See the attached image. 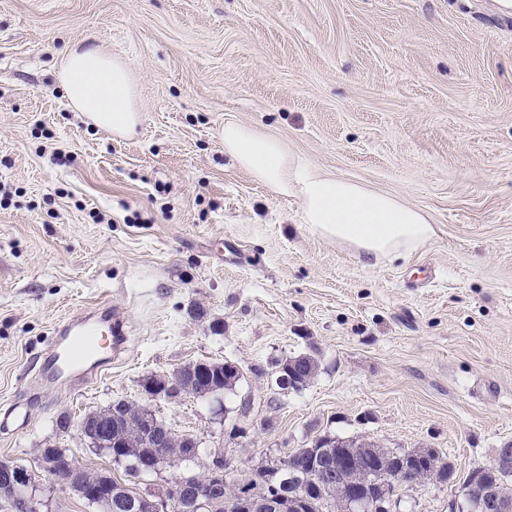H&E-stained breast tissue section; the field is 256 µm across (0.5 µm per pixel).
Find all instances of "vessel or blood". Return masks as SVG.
<instances>
[{
    "label": "vessel or blood",
    "instance_id": "1",
    "mask_svg": "<svg viewBox=\"0 0 512 512\" xmlns=\"http://www.w3.org/2000/svg\"><path fill=\"white\" fill-rule=\"evenodd\" d=\"M124 324L118 311L102 301L58 324L54 338L40 353V364L28 380L30 387L43 389L64 382L85 383L106 365L117 350Z\"/></svg>",
    "mask_w": 512,
    "mask_h": 512
}]
</instances>
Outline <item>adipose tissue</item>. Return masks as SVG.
I'll return each instance as SVG.
<instances>
[{
  "mask_svg": "<svg viewBox=\"0 0 512 512\" xmlns=\"http://www.w3.org/2000/svg\"><path fill=\"white\" fill-rule=\"evenodd\" d=\"M57 81L74 111L97 126L134 134L140 122L129 67L94 47L70 45ZM224 152L253 180L297 201L299 220L320 237L347 245L365 258L394 260L425 246L434 226L422 209L358 181L302 164L280 140L243 123L225 122Z\"/></svg>",
  "mask_w": 512,
  "mask_h": 512,
  "instance_id": "obj_1",
  "label": "adipose tissue"
}]
</instances>
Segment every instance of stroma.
I'll return each instance as SVG.
<instances>
[{
  "instance_id": "stroma-1",
  "label": "stroma",
  "mask_w": 512,
  "mask_h": 512,
  "mask_svg": "<svg viewBox=\"0 0 512 512\" xmlns=\"http://www.w3.org/2000/svg\"><path fill=\"white\" fill-rule=\"evenodd\" d=\"M80 38L129 65L135 137L68 107L56 70ZM228 119L423 209L434 237L374 261L318 236L225 155ZM100 300L125 315V352L25 392L55 326ZM302 353L317 376L278 390L275 363ZM201 360L243 378L150 403L201 463L244 473L326 435L432 448L455 482L403 490L399 510L448 512L512 442V16L494 0H0V417L27 413L0 462L33 474L39 512H98L40 448L125 480L82 419Z\"/></svg>"
}]
</instances>
